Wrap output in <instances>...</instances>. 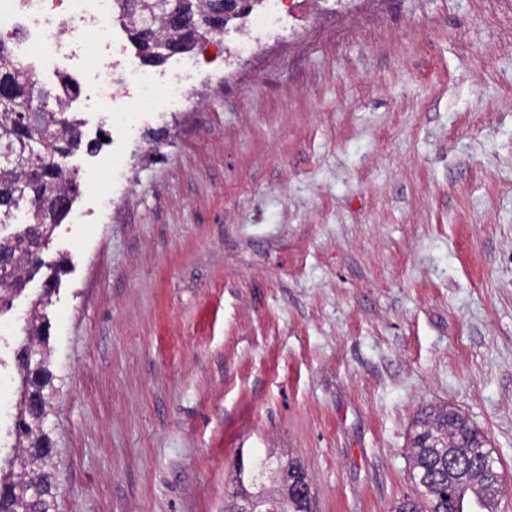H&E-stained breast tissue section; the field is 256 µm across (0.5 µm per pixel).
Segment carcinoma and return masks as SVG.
I'll list each match as a JSON object with an SVG mask.
<instances>
[{"mask_svg": "<svg viewBox=\"0 0 512 512\" xmlns=\"http://www.w3.org/2000/svg\"><path fill=\"white\" fill-rule=\"evenodd\" d=\"M218 2L138 0L135 9L121 2L119 21L130 29L142 56L160 62L172 45L187 51L201 32L224 31L222 23L216 30L210 28V21L219 19ZM178 10L188 24L175 26L170 22L171 14ZM8 55V43L0 38V209L8 210L27 197L34 211L33 222L23 232L0 238V258L12 261L10 281L0 282V309L10 306L13 295L22 290L25 266L38 259L54 226L66 215L62 204H70L78 188L61 163L79 144L78 120L67 117L61 109H49L47 93L36 89L28 68L10 61ZM19 99L32 104L33 117L15 112L12 103ZM27 336V344L16 356L20 402L7 433L13 439L11 451L27 457V466L19 474L9 467V457L0 456V485L11 490L8 498L0 499V512H15L34 481L44 486V512H50L58 490L51 440L44 430L52 401V393L46 391L52 379L48 336L34 321ZM30 352L39 363L34 371L23 361ZM487 444V436L455 409L439 407L422 413L414 421L409 447L418 494L404 499L395 512H465L467 505L490 512L498 502L500 483L485 470ZM450 459L457 467L448 466ZM252 498L263 512H298L303 502L311 500V488L301 480L289 489L282 488L277 498L262 490Z\"/></svg>", "mask_w": 512, "mask_h": 512, "instance_id": "cac0c4a2", "label": "carcinoma"}]
</instances>
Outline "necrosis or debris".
<instances>
[{
	"label": "necrosis or debris",
	"mask_w": 512,
	"mask_h": 512,
	"mask_svg": "<svg viewBox=\"0 0 512 512\" xmlns=\"http://www.w3.org/2000/svg\"><path fill=\"white\" fill-rule=\"evenodd\" d=\"M316 0H264L237 39L248 49L282 14ZM114 0H0V36L13 38L12 56L30 60L33 74L77 62L95 88L97 104L123 132L150 112H164L190 90L198 60L164 81L139 71L113 40Z\"/></svg>",
	"instance_id": "obj_1"
}]
</instances>
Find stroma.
<instances>
[{"instance_id":"1","label":"stroma","mask_w":512,"mask_h":512,"mask_svg":"<svg viewBox=\"0 0 512 512\" xmlns=\"http://www.w3.org/2000/svg\"><path fill=\"white\" fill-rule=\"evenodd\" d=\"M93 100L78 195L0 312L5 427L47 326L56 512H224L259 449L304 464L313 512H394L440 406L512 512V0H325L129 144Z\"/></svg>"}]
</instances>
